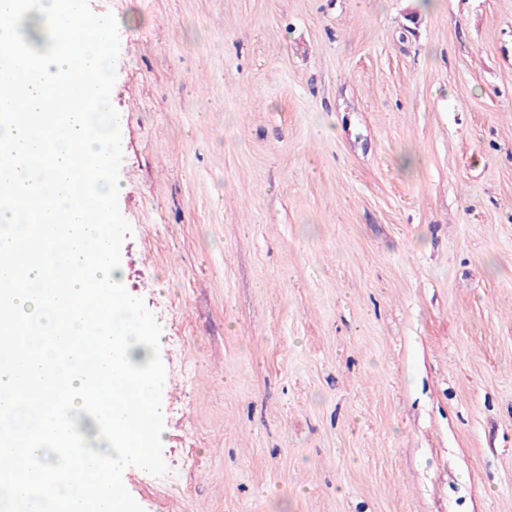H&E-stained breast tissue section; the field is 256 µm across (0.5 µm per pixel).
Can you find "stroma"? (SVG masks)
Wrapping results in <instances>:
<instances>
[{"mask_svg": "<svg viewBox=\"0 0 512 512\" xmlns=\"http://www.w3.org/2000/svg\"><path fill=\"white\" fill-rule=\"evenodd\" d=\"M144 512H512V0H85ZM137 310L133 303L128 300L116 304L112 303V320L108 319L99 335L95 351L103 359L105 377L112 381L115 377H121L127 381L137 377L142 384L140 407L148 410L150 418L156 419L164 412L163 406L150 397L149 390L144 388L145 384L151 383L152 358L149 345L143 342L140 336L142 330L136 324ZM114 320L123 324L121 331L114 327Z\"/></svg>", "mask_w": 512, "mask_h": 512, "instance_id": "obj_1", "label": "stroma"}]
</instances>
